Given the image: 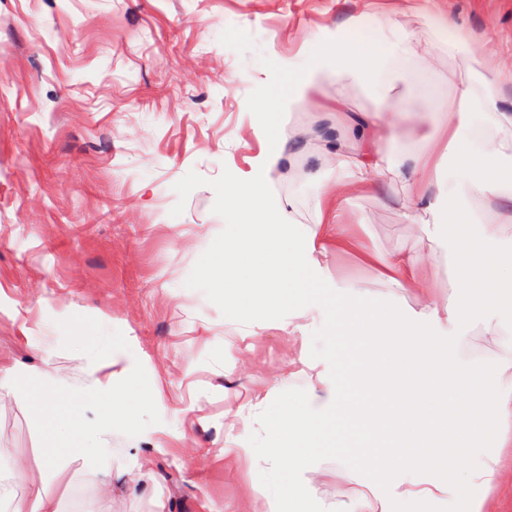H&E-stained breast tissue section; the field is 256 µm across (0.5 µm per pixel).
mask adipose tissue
I'll return each instance as SVG.
<instances>
[{"label": "adipose tissue", "mask_w": 512, "mask_h": 512, "mask_svg": "<svg viewBox=\"0 0 512 512\" xmlns=\"http://www.w3.org/2000/svg\"><path fill=\"white\" fill-rule=\"evenodd\" d=\"M414 61L424 65L428 59L397 19L368 26L353 16L340 29L321 28L305 66L276 62L287 85L253 105L270 145L248 174L224 181V234L198 265L213 292L259 329L279 325L282 312L290 311L292 334L305 332L309 303L324 305L344 354L368 365L364 381L370 391L398 389L381 404L329 392L308 407L283 403L267 421L272 442L251 451L253 461L279 462L269 512H408L410 504L437 499L453 500L463 512H492L493 488L512 484V469L501 464L503 449L512 446V325L494 317L512 301V254L490 245L499 225L512 223V139L503 136L512 126V97L505 94L512 74L487 66L485 75L457 87V108L435 113L426 124L412 117L410 99L392 78ZM329 77L383 90L374 111L353 119L336 115L326 151L336 158L338 182L366 187L385 176L408 186L413 205L406 218L428 216L419 221L427 255L362 250L346 224L319 223L302 231L289 223L283 201L271 190L273 173L291 157L279 136L282 114ZM400 134L412 145L401 167L379 149ZM349 142L356 149L347 156L342 148ZM446 153L457 180L445 189L437 158ZM331 248L355 253L378 269L390 298L409 293L414 307L375 300L370 289L348 282L324 297L320 258ZM427 260H444L451 268L456 290L447 300L428 302L422 275ZM477 326L491 348L475 346L471 332ZM147 398L131 370L120 383L99 381L82 393V401L98 408L90 423L73 413L71 401L42 395L35 411L45 435L34 451L38 472H0V499L13 512H62L50 486L65 477L76 457L95 482H109L112 469L99 465L98 450L113 428L135 434V407ZM363 405L374 411L382 439L366 455L350 457L361 473L358 489L324 503L303 475L322 464L324 438L340 434ZM60 431L74 436V444H58ZM19 482L31 488L21 501L9 490Z\"/></svg>", "instance_id": "ef3b65f1"}]
</instances>
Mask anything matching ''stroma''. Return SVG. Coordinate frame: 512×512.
<instances>
[{
	"mask_svg": "<svg viewBox=\"0 0 512 512\" xmlns=\"http://www.w3.org/2000/svg\"><path fill=\"white\" fill-rule=\"evenodd\" d=\"M358 15L398 17L437 43L435 69H406L399 84L421 120L425 96L447 100L481 60L512 62V0H0V369L16 375L0 386V466L33 464L41 440L13 386L77 396L130 368L150 395L135 436L113 432L98 454L117 463L111 484L92 483L78 460L53 486L65 512H269L271 466L249 451L267 412L310 395L300 357L333 367L331 385L351 394L355 369L337 367L325 312L307 313L304 336L251 330L198 262L224 232L225 174L248 173L267 148L252 105L280 82L274 61H306L320 27ZM439 16L468 27L472 45L449 56ZM377 102L332 78L317 101L286 109L280 134ZM320 151L312 141L300 156L306 178L272 185L306 227L336 190ZM409 203L386 180L345 195L341 218L371 249L422 252ZM321 266L386 291L353 254L328 252ZM80 324L111 332V364L90 363L88 343L73 340ZM364 436L327 438L324 463L304 475L322 498L353 489L342 454Z\"/></svg>",
	"mask_w": 512,
	"mask_h": 512,
	"instance_id": "35a3bbf8",
	"label": "stroma"
}]
</instances>
